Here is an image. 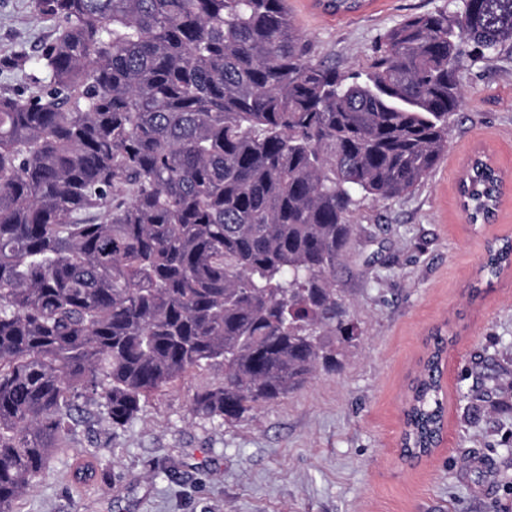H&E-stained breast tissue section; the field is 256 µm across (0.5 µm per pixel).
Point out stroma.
Here are the masks:
<instances>
[{"label":"stroma","instance_id":"35a3bbf8","mask_svg":"<svg viewBox=\"0 0 512 512\" xmlns=\"http://www.w3.org/2000/svg\"><path fill=\"white\" fill-rule=\"evenodd\" d=\"M461 7L366 0L333 15L318 0H288L314 59L345 74L366 70L407 16ZM55 29L30 0H0V92L32 90L13 62L36 57ZM457 76L463 104L435 170L409 194L352 207L358 230L336 287L360 336L340 368L233 422L191 411L197 389L223 381L217 369L184 377L122 428L84 403L85 423L20 512H512V270L479 273L488 241L512 237V178L491 224L469 223L457 192L478 148L512 174V43L464 59ZM436 328L454 335L443 441L409 464L399 457L405 395ZM91 457L103 476L73 485V464Z\"/></svg>","mask_w":512,"mask_h":512}]
</instances>
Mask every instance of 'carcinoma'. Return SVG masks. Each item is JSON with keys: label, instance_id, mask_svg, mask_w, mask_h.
<instances>
[{"label": "carcinoma", "instance_id": "1", "mask_svg": "<svg viewBox=\"0 0 512 512\" xmlns=\"http://www.w3.org/2000/svg\"><path fill=\"white\" fill-rule=\"evenodd\" d=\"M364 0H323L333 14ZM57 24L44 90L0 93V512L92 397L114 428L194 369L191 408L238 420L334 371L359 336L336 267L354 196L399 197L435 169L462 58L512 43V0H463L389 30L370 70L313 61L286 0H32ZM500 194L477 161L464 212ZM512 239L487 248L491 277ZM438 331L411 380L401 457L446 412Z\"/></svg>", "mask_w": 512, "mask_h": 512}]
</instances>
